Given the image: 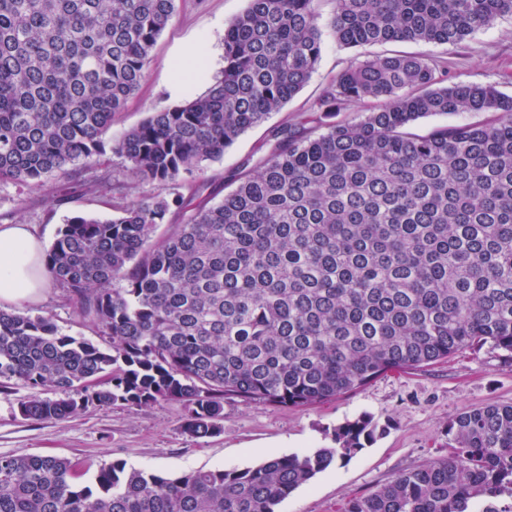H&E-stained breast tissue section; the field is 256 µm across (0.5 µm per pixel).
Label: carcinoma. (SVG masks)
Listing matches in <instances>:
<instances>
[{
    "label": "carcinoma",
    "instance_id": "1",
    "mask_svg": "<svg viewBox=\"0 0 512 512\" xmlns=\"http://www.w3.org/2000/svg\"><path fill=\"white\" fill-rule=\"evenodd\" d=\"M175 13L176 0H0V181L38 188L63 175L110 197L113 174L86 169L109 149L163 190L304 87L323 29L344 47L458 45L511 16L512 0H336L327 19L317 0H248L225 25L224 70L206 93L106 144ZM442 77L418 56L368 59L339 74L316 111L366 98L378 110L315 138L277 129L220 201L186 182L170 201L71 218L45 264L108 346L63 333L49 312L0 310V381L28 389L19 415L170 401L205 438L220 433L226 398L309 406L463 349L512 355V96ZM455 112L495 116L407 131ZM375 432L362 416L333 429L332 447L243 469L167 475L115 460L85 486L79 459L0 456V512H276ZM504 497L511 403L459 413L446 457L342 512H500Z\"/></svg>",
    "mask_w": 512,
    "mask_h": 512
}]
</instances>
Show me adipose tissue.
Returning a JSON list of instances; mask_svg holds the SVG:
<instances>
[{"instance_id": "obj_1", "label": "adipose tissue", "mask_w": 512, "mask_h": 512, "mask_svg": "<svg viewBox=\"0 0 512 512\" xmlns=\"http://www.w3.org/2000/svg\"><path fill=\"white\" fill-rule=\"evenodd\" d=\"M51 285L41 240L27 224L0 225V305L36 301Z\"/></svg>"}]
</instances>
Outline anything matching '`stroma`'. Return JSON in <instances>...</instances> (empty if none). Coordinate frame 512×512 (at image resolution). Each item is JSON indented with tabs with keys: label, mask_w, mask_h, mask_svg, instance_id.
Returning <instances> with one entry per match:
<instances>
[{
	"label": "stroma",
	"mask_w": 512,
	"mask_h": 512,
	"mask_svg": "<svg viewBox=\"0 0 512 512\" xmlns=\"http://www.w3.org/2000/svg\"><path fill=\"white\" fill-rule=\"evenodd\" d=\"M247 3L178 0L175 17L151 52L145 80L113 122L109 138H121L151 112L204 93L209 85L205 79L189 86L183 95L171 94L173 59L188 47L206 51L213 59L212 75H219L224 67L225 24ZM398 53L445 67L451 82L492 85L512 96V17L474 31L458 46L419 41L345 48L327 32L322 37L319 62L301 91L280 111L240 135L222 158L203 162L194 173L196 180L230 193L234 188L230 175L265 156L277 128L304 127L319 134L330 124L358 121L368 103H354L335 114L314 111L313 106L343 70L376 56ZM125 166L124 159L112 153L90 161V170L114 172L116 188L109 198L84 193L64 176L51 179L42 192L1 182L0 224L17 220L30 224L44 245H52L68 219L108 218L112 198L133 200L153 194V186L128 177ZM20 309L32 316L53 313L64 333L98 345L105 342L58 288H49L38 301L21 304ZM25 393V388L15 384L0 391V455L79 458L94 471L116 459L134 468L174 475L222 467L242 469L274 455L331 446L335 427L369 416L376 426L374 440L350 460L317 474L278 507V512H341L348 499L371 493L404 470L447 456L448 423L463 410L512 403V359L488 347L465 349L444 362L388 372L360 389L313 406L246 404L228 399L222 432L206 438L185 432V412L176 402L142 407L117 403L47 421L18 414L17 401Z\"/></svg>",
	"instance_id": "obj_1"
}]
</instances>
